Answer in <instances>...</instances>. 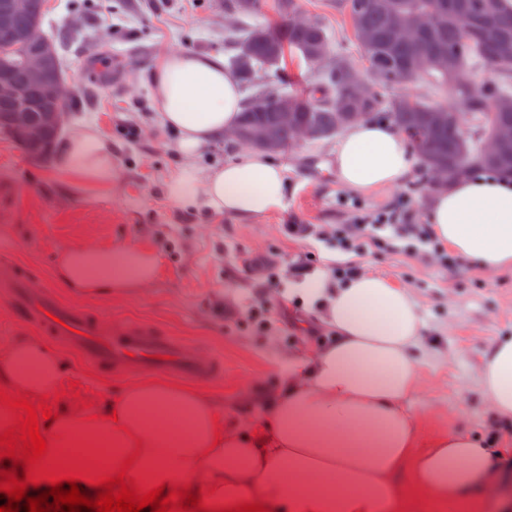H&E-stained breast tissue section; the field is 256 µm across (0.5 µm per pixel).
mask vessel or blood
Returning <instances> with one entry per match:
<instances>
[{
    "mask_svg": "<svg viewBox=\"0 0 512 512\" xmlns=\"http://www.w3.org/2000/svg\"><path fill=\"white\" fill-rule=\"evenodd\" d=\"M0 297L20 324L103 373L116 369L210 383L224 371L220 360L157 326L133 321L115 325L64 302L51 287L34 289L32 270L8 259L0 261Z\"/></svg>",
    "mask_w": 512,
    "mask_h": 512,
    "instance_id": "vessel-or-blood-1",
    "label": "vessel or blood"
}]
</instances>
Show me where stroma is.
I'll return each mask as SVG.
<instances>
[{"mask_svg":"<svg viewBox=\"0 0 512 512\" xmlns=\"http://www.w3.org/2000/svg\"><path fill=\"white\" fill-rule=\"evenodd\" d=\"M301 12L324 26L332 53L359 71L367 65L347 15L329 0H299ZM42 30L69 32L59 48L73 91L63 141L94 127L112 146L118 176L108 196L68 193L54 161L32 160L0 136V257L26 263L65 300L111 318L149 322L202 346L224 365L223 380L200 385L229 422L256 416L252 391L274 392L296 358L317 347L326 331L319 314L288 291L316 277L339 283L336 232L359 230L364 215L408 196L414 223L425 221L428 197L418 173L398 187L361 195L339 185L337 139L306 142L275 156L286 170L281 211L241 221L205 207L172 202L167 181L187 165L207 169L236 159L242 146L220 141L195 158L181 156L176 136L155 111L146 79L159 54L179 48L224 50V0H46ZM129 244L158 258L156 280L130 293L85 295L56 274L59 253L72 245ZM358 271L410 288L427 322L422 390L410 407L424 434L452 429L496 438L512 448V428L486 411L477 382L483 351L512 336V269L486 273L434 252L392 254L368 248ZM62 388L107 408L130 374L102 377L61 355Z\"/></svg>","mask_w":512,"mask_h":512,"instance_id":"35a3bbf8","label":"stroma"}]
</instances>
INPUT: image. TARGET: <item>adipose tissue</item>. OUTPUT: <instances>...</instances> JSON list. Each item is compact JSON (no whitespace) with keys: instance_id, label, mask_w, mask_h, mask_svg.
<instances>
[{"instance_id":"ef3b65f1","label":"adipose tissue","mask_w":512,"mask_h":512,"mask_svg":"<svg viewBox=\"0 0 512 512\" xmlns=\"http://www.w3.org/2000/svg\"><path fill=\"white\" fill-rule=\"evenodd\" d=\"M147 77L181 154H198L238 125L243 94L223 55L172 49L154 59ZM411 168L402 136L387 125L357 122L336 147V178L354 192L396 187ZM56 172L72 192L111 194L112 149L97 130L86 129L59 155ZM286 183L285 168L247 150L203 174L182 168L167 181L166 194L189 209L252 221L283 209ZM427 223L443 249L477 268H512V175H473L439 189ZM57 271L67 287L96 295L146 287L157 277L158 260L132 245H77L60 255ZM296 295L322 311L330 337L296 360L273 395L259 399L256 419L230 424L204 394L137 381L113 400L116 420L80 404L60 409L50 427L56 447L90 448L104 437L111 471L126 461L129 476L146 484H188L206 491L212 505L257 501L274 512H385L401 477L423 502H456L503 477L512 448L491 447L464 431L427 437L412 415L426 322L407 288L361 274L335 287L319 280ZM0 379L13 392L50 395L61 388V366L39 338L27 337L0 354ZM478 384L494 417L512 423V336L485 350ZM163 407L180 410L184 436H170L164 420L149 419Z\"/></svg>"}]
</instances>
